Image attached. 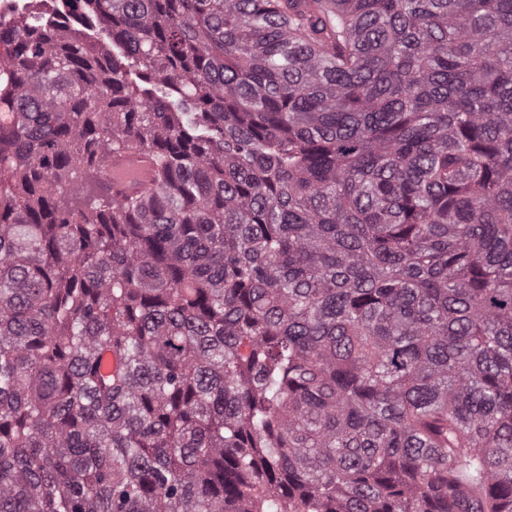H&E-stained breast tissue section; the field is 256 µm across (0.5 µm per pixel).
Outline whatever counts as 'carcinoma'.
Segmentation results:
<instances>
[{
	"instance_id": "cac0c4a2",
	"label": "carcinoma",
	"mask_w": 512,
	"mask_h": 512,
	"mask_svg": "<svg viewBox=\"0 0 512 512\" xmlns=\"http://www.w3.org/2000/svg\"><path fill=\"white\" fill-rule=\"evenodd\" d=\"M82 9L4 35L0 512H512V0ZM156 162L149 153H119L107 163V177L112 183V194L121 198L140 194L150 189L156 178Z\"/></svg>"
}]
</instances>
